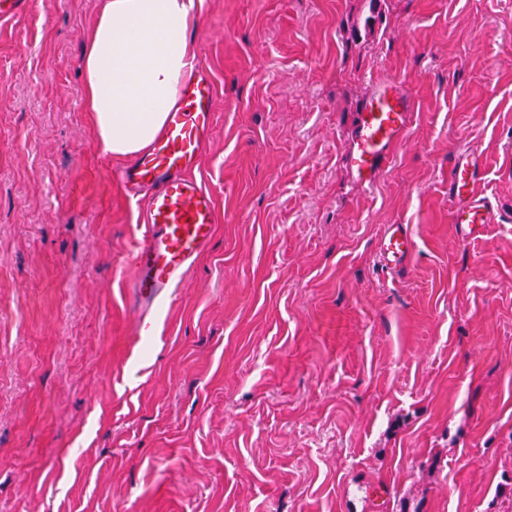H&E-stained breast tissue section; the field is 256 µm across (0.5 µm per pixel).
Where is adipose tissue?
<instances>
[{"mask_svg": "<svg viewBox=\"0 0 512 512\" xmlns=\"http://www.w3.org/2000/svg\"><path fill=\"white\" fill-rule=\"evenodd\" d=\"M187 0H104L83 50V106L97 144L132 160L163 129L196 57Z\"/></svg>", "mask_w": 512, "mask_h": 512, "instance_id": "obj_1", "label": "adipose tissue"}]
</instances>
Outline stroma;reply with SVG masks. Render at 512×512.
<instances>
[{"instance_id": "obj_1", "label": "stroma", "mask_w": 512, "mask_h": 512, "mask_svg": "<svg viewBox=\"0 0 512 512\" xmlns=\"http://www.w3.org/2000/svg\"><path fill=\"white\" fill-rule=\"evenodd\" d=\"M101 2L0 24V512H512V0H204L219 222L142 332L82 102ZM386 79L409 128L364 188ZM470 150L497 216L466 242ZM409 103L401 82L388 79L376 86L358 114L350 152L352 170L361 180L372 181L382 161L408 129ZM483 161L476 152L461 154L448 175L451 224H456L462 240H474L487 224L495 222L494 205L481 188ZM413 246V239L407 230L402 225H392L383 239V257L387 264L397 267L407 260Z\"/></svg>"}]
</instances>
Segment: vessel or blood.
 <instances>
[{
	"instance_id": "b4317fda",
	"label": "vessel or blood",
	"mask_w": 512,
	"mask_h": 512,
	"mask_svg": "<svg viewBox=\"0 0 512 512\" xmlns=\"http://www.w3.org/2000/svg\"><path fill=\"white\" fill-rule=\"evenodd\" d=\"M40 5L41 0H0V23L30 14ZM196 70L151 147L116 176L127 192L146 193L131 281L132 294L145 316L185 282L218 222L214 196L195 176L213 131L215 88L204 60H197ZM408 119L409 103L401 82L388 79L373 89L358 114L350 152L359 179L369 182L379 176L382 161L406 134ZM482 172L483 161L475 152L458 156L449 171L451 221L465 240L478 238L495 221L494 205L481 188ZM413 246L407 230L393 225L383 239V257L389 265H402Z\"/></svg>"
}]
</instances>
